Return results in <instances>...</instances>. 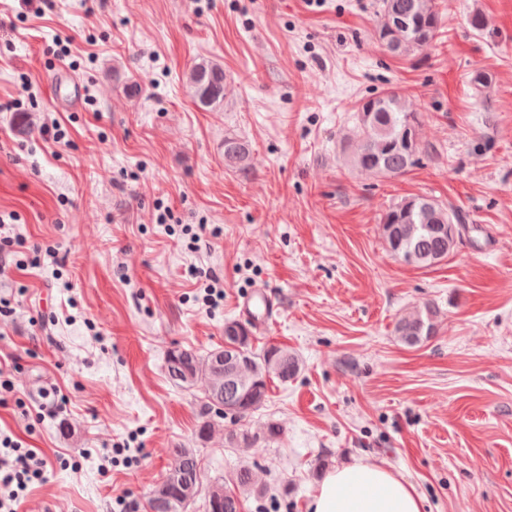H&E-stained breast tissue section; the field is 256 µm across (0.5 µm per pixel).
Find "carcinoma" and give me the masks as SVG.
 <instances>
[{"label":"carcinoma","mask_w":512,"mask_h":512,"mask_svg":"<svg viewBox=\"0 0 512 512\" xmlns=\"http://www.w3.org/2000/svg\"><path fill=\"white\" fill-rule=\"evenodd\" d=\"M378 40L394 56L409 57L421 53L440 38V12L437 0H380ZM192 97L205 109L224 101V68L210 60L195 63L188 73ZM355 121L356 139L348 142L349 162L361 171L382 176H401L419 166L423 149L418 138L421 111L416 99L392 89L360 100ZM224 161L247 173L252 168L248 146L235 137L224 139ZM381 233L390 250L400 258L413 257L410 265L431 268L448 258L457 244L463 225L454 210L428 196H411L386 209L380 221ZM437 309L426 303L401 317L395 332L401 341L415 347L436 333ZM237 320L224 323V346L206 355L182 350L189 379L169 376L176 385L199 386L205 407L212 409V397L224 393V417L242 420L258 410L267 399L268 383L277 379L286 383L299 369L297 355L288 348L272 345L258 353L252 348V330H230ZM224 355V368L213 366L216 354ZM230 445H257V436L246 429L226 432ZM172 463L166 477L146 503L147 512H181L202 489V465L193 448L175 445L167 449ZM232 487L216 482L205 496V503L224 501V512H242L244 495L262 496L267 487L256 483L248 465L239 467L231 477Z\"/></svg>","instance_id":"cac0c4a2"}]
</instances>
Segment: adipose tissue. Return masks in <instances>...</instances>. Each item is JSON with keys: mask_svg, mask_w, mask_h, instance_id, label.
I'll use <instances>...</instances> for the list:
<instances>
[{"mask_svg": "<svg viewBox=\"0 0 512 512\" xmlns=\"http://www.w3.org/2000/svg\"><path fill=\"white\" fill-rule=\"evenodd\" d=\"M312 512H421L414 486L385 465L359 462L328 472L319 483Z\"/></svg>", "mask_w": 512, "mask_h": 512, "instance_id": "adipose-tissue-1", "label": "adipose tissue"}]
</instances>
